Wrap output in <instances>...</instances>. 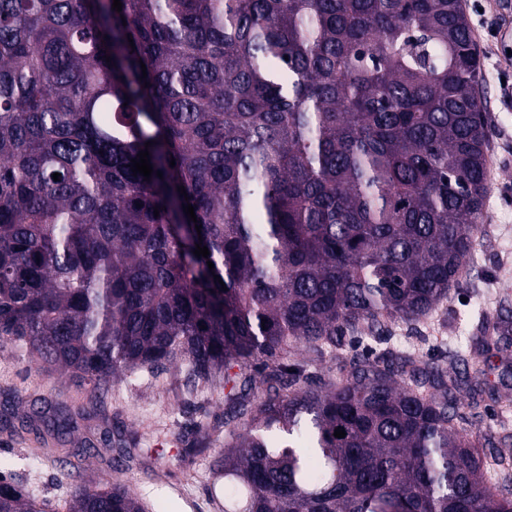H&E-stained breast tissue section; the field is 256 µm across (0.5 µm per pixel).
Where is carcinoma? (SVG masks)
I'll return each instance as SVG.
<instances>
[{"label":"carcinoma","instance_id":"cac0c4a2","mask_svg":"<svg viewBox=\"0 0 512 512\" xmlns=\"http://www.w3.org/2000/svg\"><path fill=\"white\" fill-rule=\"evenodd\" d=\"M121 3L0 0V342L99 391L224 371V512H512L508 436L486 455L455 425L480 365L288 362L431 316L471 256L488 131L459 0ZM145 149L163 177L128 167ZM472 340L512 355L503 318ZM0 512L45 509L0 478ZM67 512L143 508L108 481ZM294 358L306 363L307 371L316 383L336 378V374L344 366V354L341 352H339L338 356H327L317 359L312 357L304 348H298L295 350Z\"/></svg>","mask_w":512,"mask_h":512}]
</instances>
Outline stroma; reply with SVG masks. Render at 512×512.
Wrapping results in <instances>:
<instances>
[{"mask_svg": "<svg viewBox=\"0 0 512 512\" xmlns=\"http://www.w3.org/2000/svg\"><path fill=\"white\" fill-rule=\"evenodd\" d=\"M479 50L480 83L489 131V192L474 248V265L451 288L436 319L399 324L388 332L395 353L438 362L449 376L462 372L477 354L470 342L482 316L512 317V54L499 48L496 0H461ZM486 384L479 408H471L469 391L459 394V413L470 436L512 433V361L486 362ZM84 412L75 431L45 438L43 432L0 430V470L21 478L47 504L63 505L83 487L112 479L124 484L147 512H224V496L213 488L211 468L224 450V379L194 384L184 363L142 369L94 394L72 374L48 373L28 353L13 345L0 348V404L11 402L18 414L37 411L41 399ZM125 432L126 448L140 458L126 467L106 465L99 457L84 459L81 471L71 466L88 438L115 429ZM48 441L54 458H33L29 449ZM154 449L141 457L142 449Z\"/></svg>", "mask_w": 512, "mask_h": 512, "instance_id": "1", "label": "stroma"}]
</instances>
